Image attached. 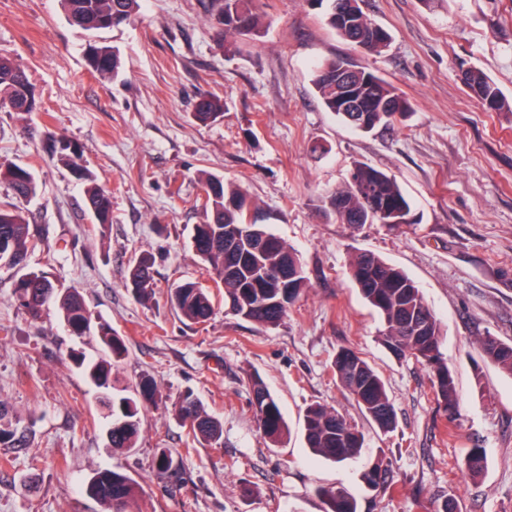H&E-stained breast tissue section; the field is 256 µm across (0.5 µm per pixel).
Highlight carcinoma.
Masks as SVG:
<instances>
[{"instance_id": "obj_1", "label": "carcinoma", "mask_w": 512, "mask_h": 512, "mask_svg": "<svg viewBox=\"0 0 512 512\" xmlns=\"http://www.w3.org/2000/svg\"><path fill=\"white\" fill-rule=\"evenodd\" d=\"M68 20L86 30L101 31L129 21L139 10L140 0H60ZM327 3V25L343 40L365 52H379L387 46L389 33L370 22L359 0H316ZM215 38L224 49H237L241 36L259 37L265 30L264 16L256 0H213ZM88 65L102 78L117 74L121 67L119 53L105 44H91L87 51ZM344 59H331L316 66L314 84L326 111L343 123L359 130L354 113L345 104L357 102L359 115L365 117L370 130L390 125L411 111L408 101L375 72L353 66L347 78L338 73ZM462 81L471 95L491 112H512L508 101L497 85L483 72L467 69ZM10 112H33L38 109L35 90L26 70L9 56L0 55V109ZM224 115V102L203 94L197 101L194 117L209 123ZM55 152L59 161L76 180L85 184V206L96 223L104 227L112 223L111 199L82 163L80 149L64 140L58 141ZM205 192L204 220L194 225L191 244L197 255L214 275L217 288L224 289V305L248 321L261 326H275L287 315L290 305L307 288L300 259L284 240L269 232L263 224H252L255 235L265 247L266 259L288 270L289 283L266 275L259 266L258 256L247 247L224 245V232L246 224L248 196L235 183H226L209 172L198 173ZM7 184L15 199L28 201L38 192L37 181L30 168L17 164L0 165V184ZM322 207L333 213L343 224H384L386 213L403 212L411 223V203L397 180L388 173L364 162L354 164L344 186L326 194ZM47 252L57 247L33 234L24 208L13 204L0 208V271L10 273L17 300L32 317L41 316L52 303L57 313L76 336L96 333L101 354L74 357L94 386L103 395L109 412V441L116 449L133 448L140 432L144 406L154 403L159 392L153 379L144 376L129 394L116 391L112 368L126 352L122 337L112 328L94 329L91 313L81 293L73 288L57 290L43 270L28 266V257L37 248ZM149 255L136 258L129 266L126 287L140 300H149L153 291ZM351 275L362 299L379 316L382 324L380 341L398 358L410 357L426 366L431 374L438 404L447 410L458 405L452 372L440 352L441 326L425 303L418 285L404 271L381 257L363 253L354 257ZM170 307L184 320L199 324L214 313L212 294L193 282L177 285L169 293ZM485 358L503 373L512 377V343L487 336L482 342ZM333 377L357 402L360 410L370 417L383 433L397 427L394 408L379 374L356 352L341 348L331 363ZM249 407L258 419L264 435L274 444L288 433L281 408L264 382L250 379ZM175 412L182 423L189 424L186 445L193 442L217 444L222 438L221 421L208 413L188 392L175 403ZM7 414L0 401V445L19 448L27 443L26 436L1 420ZM304 440L308 448L320 457L333 462L354 458L362 447V433L336 411L321 404L307 407ZM153 467L160 476L173 468L172 451L157 449ZM467 475L479 477L484 470V453L480 448L468 450L465 458ZM370 487L394 489L389 463L380 462L362 474ZM87 492L108 506V512H127L138 492V484L124 472L106 468L94 472ZM326 512H358L355 496L344 487L319 490Z\"/></svg>"}]
</instances>
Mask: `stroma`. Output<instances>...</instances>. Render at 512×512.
<instances>
[{"label":"stroma","instance_id":"35a3bbf8","mask_svg":"<svg viewBox=\"0 0 512 512\" xmlns=\"http://www.w3.org/2000/svg\"><path fill=\"white\" fill-rule=\"evenodd\" d=\"M209 0H141L130 21L88 35L59 0H0V54L27 71L39 101L31 113L0 110V164L32 168L40 193L25 209L66 251L35 250L31 268L61 289H78L96 321L128 347L118 384L152 377L162 402L142 411L135 448L116 454L95 387L72 361L96 340L73 335L55 311L32 318L8 274L0 273V400L26 429L25 448H1L0 512H105L86 491L93 473L120 466L140 485L129 512H325L318 490L342 486L359 512H512V377L483 356L491 335L512 341V114L490 112L461 81L481 69L512 99V0H363L388 31L387 47L354 49L328 27L312 0H260L265 33L243 37L237 53L214 40ZM115 48L117 77L86 64L90 40ZM337 56L375 71L411 105L408 116L356 132L322 106L317 63ZM222 99L224 115L203 125L200 94ZM77 144L111 196L112 222L99 227L84 188L49 149ZM357 162L396 177L411 201V224L352 227L320 199L344 184ZM243 186L253 221L293 247L308 278L275 327L234 316L215 297L203 325L182 322L167 298L192 281L214 289L191 245L202 222L198 171ZM372 252L419 286L441 322L440 352L458 392L455 414L439 408L431 377L415 359L381 344L377 314L362 300L352 257ZM154 259L150 301L125 287L130 261ZM350 348L381 376L397 415L380 432L330 373ZM278 401L291 434L264 436L249 407L250 379ZM193 392L222 420V444L186 449L173 405ZM333 407L364 434L359 457L336 463L313 455L303 414ZM175 449L176 470L158 476L157 448ZM485 452L478 478L467 449ZM390 461L393 490L362 480Z\"/></svg>","mask_w":512,"mask_h":512}]
</instances>
